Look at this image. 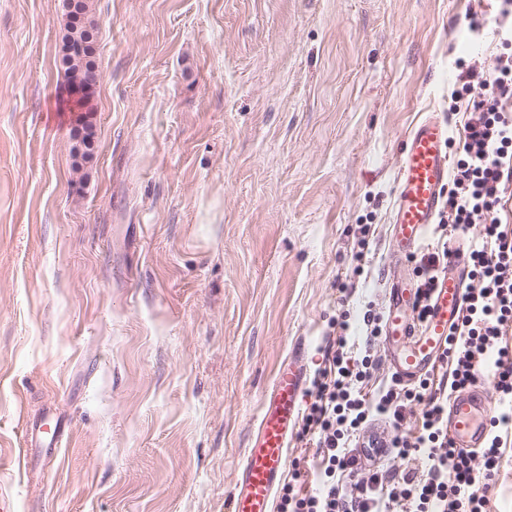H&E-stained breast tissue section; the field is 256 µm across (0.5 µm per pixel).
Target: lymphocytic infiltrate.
Returning a JSON list of instances; mask_svg holds the SVG:
<instances>
[{"mask_svg": "<svg viewBox=\"0 0 512 512\" xmlns=\"http://www.w3.org/2000/svg\"><path fill=\"white\" fill-rule=\"evenodd\" d=\"M460 89L450 95L449 111L459 109L466 93H473L472 107L464 123L462 156L448 185L439 228L458 229L469 224L484 227V246L470 252V283L464 291L463 314L448 334L444 357L450 367L443 388L455 392L488 377L502 398L512 399V348L500 337L512 326V231L498 222V211L512 188V113L504 98L512 96V55H503L493 80L473 71L460 74ZM329 351V366L312 381V403L303 418L304 434L317 440L320 463L318 493L299 495L293 484H284L279 512H483L488 482L501 459L500 427L512 424V414L494 416L483 450V466L475 468L474 456L453 448L448 440V401L426 395L398 383L368 397L363 385L369 378L370 357L352 362L343 351ZM423 400L422 432L408 440L371 438L368 455H380L393 447L399 456H423L432 465L425 474L414 471L373 473L368 481L351 484L345 479L350 465L344 450L347 440L370 416L399 424L406 402Z\"/></svg>", "mask_w": 512, "mask_h": 512, "instance_id": "f902f5d3", "label": "lymphocytic infiltrate"}]
</instances>
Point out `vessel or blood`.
<instances>
[{"mask_svg":"<svg viewBox=\"0 0 512 512\" xmlns=\"http://www.w3.org/2000/svg\"><path fill=\"white\" fill-rule=\"evenodd\" d=\"M448 139L447 121L436 117L423 120L407 136L392 206L393 265L424 247L440 212L450 173ZM458 253L456 240H449L447 263L435 280L425 319L416 315L418 284L395 275L384 290V343L403 384H414L430 372L444 353L450 327L461 317L464 279L454 270ZM306 376L303 355H293L279 367L241 464L229 512H274L275 490L285 473L289 437L301 415ZM492 414V403L482 387L451 396L448 438L454 447L466 451L483 447Z\"/></svg>","mask_w":512,"mask_h":512,"instance_id":"vessel-or-blood-1","label":"vessel or blood"}]
</instances>
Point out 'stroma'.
Segmentation results:
<instances>
[{
    "mask_svg": "<svg viewBox=\"0 0 512 512\" xmlns=\"http://www.w3.org/2000/svg\"><path fill=\"white\" fill-rule=\"evenodd\" d=\"M0 0V493L11 512H226L281 363L383 313L406 137L493 78L500 0ZM370 225L364 261L355 254ZM53 414L54 448L24 440ZM485 512H512V432ZM66 2L70 22L66 35L68 53L62 58L64 74L70 86L96 81L101 71L99 73L95 59L97 25L90 14V6L87 0ZM72 14L77 22L71 20Z\"/></svg>",
    "mask_w": 512,
    "mask_h": 512,
    "instance_id": "1",
    "label": "stroma"
}]
</instances>
